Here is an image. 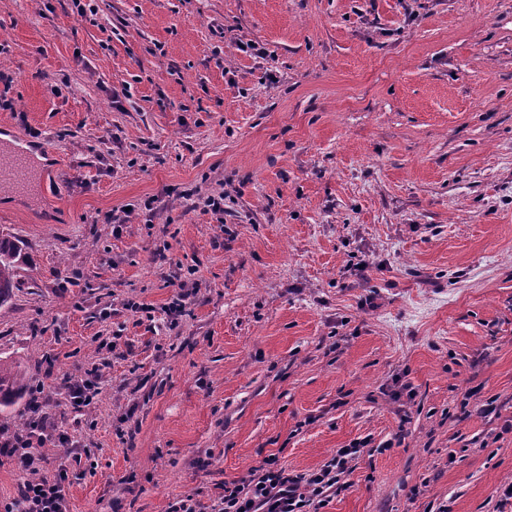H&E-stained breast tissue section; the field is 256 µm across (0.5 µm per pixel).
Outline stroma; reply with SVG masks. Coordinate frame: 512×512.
I'll return each instance as SVG.
<instances>
[{"label": "stroma", "instance_id": "obj_1", "mask_svg": "<svg viewBox=\"0 0 512 512\" xmlns=\"http://www.w3.org/2000/svg\"><path fill=\"white\" fill-rule=\"evenodd\" d=\"M93 6L0 0V136L44 159L35 192L0 183V357L86 450H41L69 512L208 506L364 438L323 512H497L512 0ZM18 246L8 237L0 235V307L11 297L14 288L16 262L19 258Z\"/></svg>", "mask_w": 512, "mask_h": 512}]
</instances>
